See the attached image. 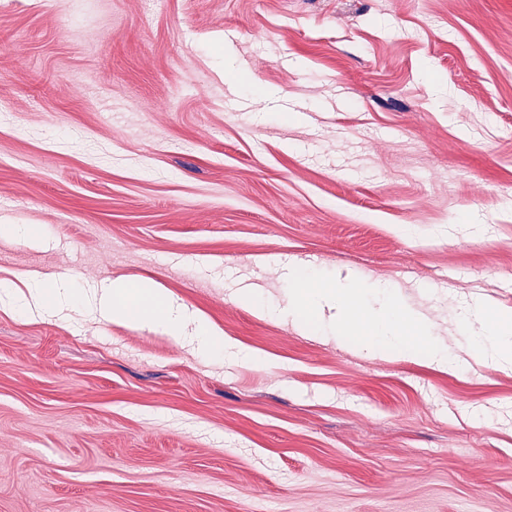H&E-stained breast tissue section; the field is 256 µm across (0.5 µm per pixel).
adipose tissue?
I'll use <instances>...</instances> for the list:
<instances>
[{"label": "adipose tissue", "instance_id": "ef3b65f1", "mask_svg": "<svg viewBox=\"0 0 512 512\" xmlns=\"http://www.w3.org/2000/svg\"><path fill=\"white\" fill-rule=\"evenodd\" d=\"M28 297H15L9 282L0 283V294L20 311L34 314L64 312L66 294L63 286L46 280L41 274H28ZM91 307L105 319L131 326H149L176 343L189 346L195 353L207 358H223L224 354L240 352L238 345L225 338L222 330L213 326L199 312L168 295L151 282L130 283L115 278L94 289L90 295Z\"/></svg>", "mask_w": 512, "mask_h": 512}]
</instances>
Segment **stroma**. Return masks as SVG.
<instances>
[{
	"mask_svg": "<svg viewBox=\"0 0 512 512\" xmlns=\"http://www.w3.org/2000/svg\"><path fill=\"white\" fill-rule=\"evenodd\" d=\"M1 224L17 291L151 280L268 364L0 308V512H512V369L235 298L352 273L458 355L512 313V0H0Z\"/></svg>",
	"mask_w": 512,
	"mask_h": 512,
	"instance_id": "35a3bbf8",
	"label": "stroma"
}]
</instances>
